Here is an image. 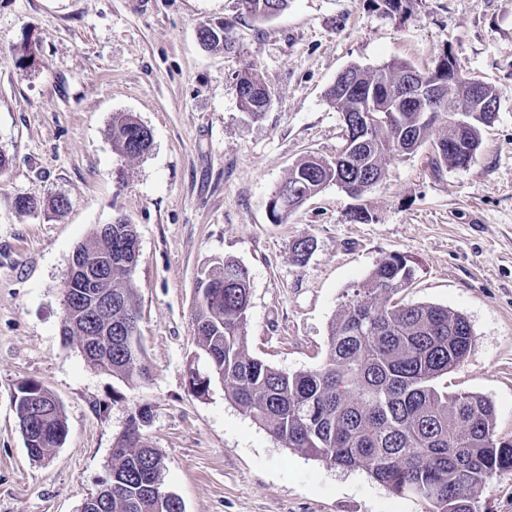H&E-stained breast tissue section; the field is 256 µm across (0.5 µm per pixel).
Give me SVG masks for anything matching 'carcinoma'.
Masks as SVG:
<instances>
[{
    "mask_svg": "<svg viewBox=\"0 0 512 512\" xmlns=\"http://www.w3.org/2000/svg\"><path fill=\"white\" fill-rule=\"evenodd\" d=\"M385 16H402L412 0H370ZM241 13L264 21L288 8V0H237ZM203 46L212 51L232 47L229 28L204 26ZM414 67L403 61L376 70L355 68L350 80L333 84L327 96L341 114L362 107L364 90L388 91L405 83ZM425 82L440 84L434 105L469 110L470 81L448 79V57L432 71L421 74ZM242 108L259 118L268 107V89L249 70L238 75ZM467 127H452L445 143L461 148L434 153L433 165L466 168L480 144L478 125L489 123L487 113L474 117ZM432 119L414 106L398 113V120L377 132L375 139L347 165L339 157H306L291 168L271 211L281 221L304 198L325 185L340 187L358 172L369 174L366 188L384 178L386 156L402 157L406 135L417 143L429 134ZM113 149L138 158L152 144L145 126L128 113L112 118ZM138 237L136 225L118 218L98 227L77 252L85 257L112 254V271L104 277L112 287V334L105 326L73 315L64 331L94 366L126 379L147 380L152 368L141 334L127 330L139 320L134 272L129 264L140 257L129 249ZM415 275L408 259L398 253L383 257L353 289L333 319L328 334V361L314 370L286 372L251 356L245 325L250 307L247 269L232 259H217L196 280L192 313L195 345L208 363L209 375H194L190 389L202 397L214 381L242 413L263 426L285 447L347 470L365 469L396 496H416L429 504V512H475L471 491L494 475L512 470V437L499 435L496 410L485 396L474 392L448 393L437 380L461 365L475 342L474 331L461 313L444 306L404 304L395 296ZM44 413L23 435L31 457L41 459L65 441L67 425L63 406L41 383L23 380L14 394L19 424L32 419L33 396ZM112 477L104 478L86 498L81 512H182L178 498H157L154 484L163 485L162 457L140 440L138 425L131 424L108 464Z\"/></svg>",
    "mask_w": 512,
    "mask_h": 512,
    "instance_id": "1",
    "label": "carcinoma"
}]
</instances>
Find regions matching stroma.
Wrapping results in <instances>:
<instances>
[{"instance_id":"obj_1","label":"stroma","mask_w":512,"mask_h":512,"mask_svg":"<svg viewBox=\"0 0 512 512\" xmlns=\"http://www.w3.org/2000/svg\"><path fill=\"white\" fill-rule=\"evenodd\" d=\"M224 21L233 50L204 48L199 28ZM446 54L460 77L501 92L469 167L431 165L448 133L442 112L422 146L386 159L376 187L352 197L328 184L273 223L269 203L290 168L345 144L326 96L342 70L395 60L427 71ZM246 67L271 93L256 120L235 91ZM117 112L151 130L148 154L113 151ZM0 153V512H80L139 413L184 512H426L366 470L285 448L223 384L191 392L195 280L216 258L249 272V353L295 372L326 361L347 290L383 256H406L415 276L400 300L461 312L475 334L440 386L486 396L498 433L512 436V0H415L400 19L369 0H289L265 21L239 15L235 0H0ZM22 195L38 209L19 210ZM355 210L365 221L351 220ZM119 217L139 236L147 382L92 366L61 336L73 251ZM305 237L314 249L300 263L292 246ZM25 379L57 397L67 423L40 461L14 408Z\"/></svg>"}]
</instances>
